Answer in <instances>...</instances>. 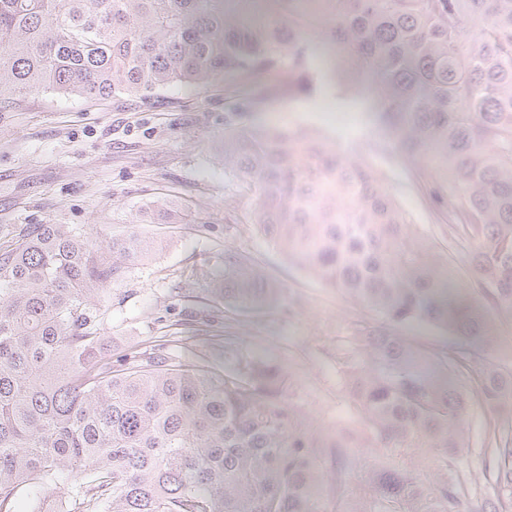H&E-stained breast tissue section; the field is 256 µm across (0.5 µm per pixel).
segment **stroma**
<instances>
[{
    "label": "stroma",
    "instance_id": "obj_1",
    "mask_svg": "<svg viewBox=\"0 0 512 512\" xmlns=\"http://www.w3.org/2000/svg\"><path fill=\"white\" fill-rule=\"evenodd\" d=\"M307 37L330 77L305 95L282 86L263 91L232 74L204 85H172L146 101L126 94L1 93L0 246L12 245L33 224H68L105 252L154 201H178L189 223L143 225V232L164 237L166 248L108 283L102 295L107 319L101 334L113 360L137 345L175 360L201 356L221 371L232 367L224 359L229 348L284 367L286 397L316 436L365 437L370 430L353 404L347 369L364 360L356 323L379 326L385 317L324 287L257 231L254 193L219 158L225 118L234 107L254 128L320 131L375 173L434 247L448 243V214L430 203L417 163L395 149L371 79L350 74L324 23ZM228 248L245 252L265 271L278 290L273 300L240 309L211 295ZM493 421L512 435V417L469 407L463 427L470 447L449 469L428 448L329 452L320 493L328 500L335 482L354 487L372 470L411 465L460 482L459 512H479L495 491L510 500L512 490L495 488L494 455L484 443Z\"/></svg>",
    "mask_w": 512,
    "mask_h": 512
}]
</instances>
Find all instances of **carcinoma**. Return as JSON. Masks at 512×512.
<instances>
[{
  "mask_svg": "<svg viewBox=\"0 0 512 512\" xmlns=\"http://www.w3.org/2000/svg\"><path fill=\"white\" fill-rule=\"evenodd\" d=\"M0 0V90L84 98L147 97L177 83L272 72L307 92L320 71L306 37L324 18L350 65L371 77L396 150L437 160L433 204L448 212V249L429 245L375 174L306 129L255 130L226 118L224 167L256 195V226L326 287L384 313L361 328L365 366L350 392L372 448H433L452 467L469 447L471 404L512 415V371L477 365L512 314V0ZM146 224H185L160 200ZM162 249L141 232L112 254L64 224H37L0 248V512L33 481L40 512H327L318 493L326 448L285 398L281 366L161 360L133 348L112 363L99 331L102 285ZM465 252L470 296L444 277ZM274 289L249 256L224 250L211 293L244 307ZM424 321L437 351L396 328ZM497 483L512 486V437L489 429ZM355 512H455L457 484L414 468L374 470L343 490Z\"/></svg>",
  "mask_w": 512,
  "mask_h": 512,
  "instance_id": "cac0c4a2",
  "label": "carcinoma"
}]
</instances>
